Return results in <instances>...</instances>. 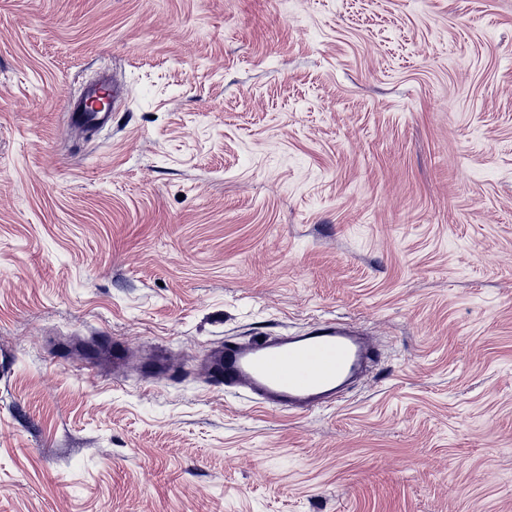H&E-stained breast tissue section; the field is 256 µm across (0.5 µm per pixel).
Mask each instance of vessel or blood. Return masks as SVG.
<instances>
[{
	"label": "vessel or blood",
	"instance_id": "1",
	"mask_svg": "<svg viewBox=\"0 0 512 512\" xmlns=\"http://www.w3.org/2000/svg\"><path fill=\"white\" fill-rule=\"evenodd\" d=\"M110 77L85 86L65 110L71 128L94 132L111 126L112 110L101 97L118 99ZM380 352L353 327L336 322L310 323L301 334L266 336L211 347L203 365L210 384L225 392L247 394L259 407L305 415L340 401L351 382L373 373Z\"/></svg>",
	"mask_w": 512,
	"mask_h": 512
}]
</instances>
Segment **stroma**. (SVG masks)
Instances as JSON below:
<instances>
[{
	"label": "stroma",
	"mask_w": 512,
	"mask_h": 512,
	"mask_svg": "<svg viewBox=\"0 0 512 512\" xmlns=\"http://www.w3.org/2000/svg\"><path fill=\"white\" fill-rule=\"evenodd\" d=\"M327 319L335 408L200 365ZM0 512H512V0H0ZM121 93V89L114 80H111L106 74L101 81L85 86L80 96L69 99L65 107L71 128L94 132L111 126L112 108H101L97 104V100L102 96H107L112 100L113 106Z\"/></svg>",
	"instance_id": "1"
}]
</instances>
